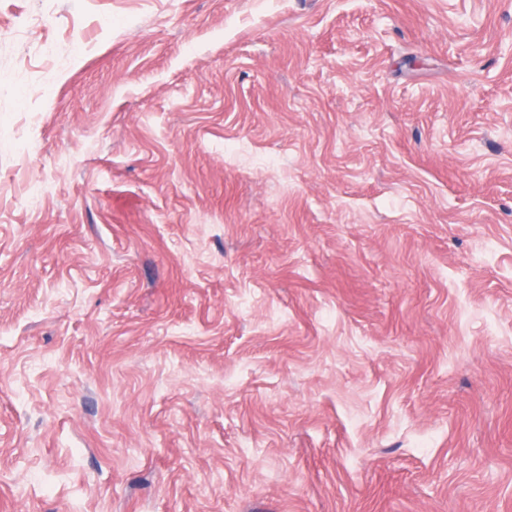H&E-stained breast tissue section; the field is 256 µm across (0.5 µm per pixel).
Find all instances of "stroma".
Listing matches in <instances>:
<instances>
[{
    "mask_svg": "<svg viewBox=\"0 0 512 512\" xmlns=\"http://www.w3.org/2000/svg\"><path fill=\"white\" fill-rule=\"evenodd\" d=\"M0 512H512V0H0Z\"/></svg>",
    "mask_w": 512,
    "mask_h": 512,
    "instance_id": "35a3bbf8",
    "label": "stroma"
}]
</instances>
